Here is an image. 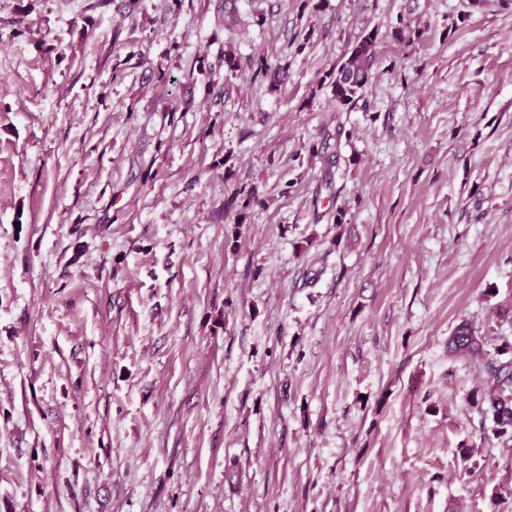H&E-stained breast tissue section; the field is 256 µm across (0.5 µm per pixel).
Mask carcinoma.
Returning <instances> with one entry per match:
<instances>
[{"mask_svg": "<svg viewBox=\"0 0 512 512\" xmlns=\"http://www.w3.org/2000/svg\"><path fill=\"white\" fill-rule=\"evenodd\" d=\"M377 43V29L363 30L336 70L325 75L332 96L339 104L353 105L362 97L374 77ZM258 78L279 85L288 79V65L263 61L253 72V79ZM448 350L479 362L485 374V386L475 389L473 403L490 422L492 438L512 441V340L501 336L499 344L489 351L484 348L482 337L463 320L448 339Z\"/></svg>", "mask_w": 512, "mask_h": 512, "instance_id": "1", "label": "carcinoma"}]
</instances>
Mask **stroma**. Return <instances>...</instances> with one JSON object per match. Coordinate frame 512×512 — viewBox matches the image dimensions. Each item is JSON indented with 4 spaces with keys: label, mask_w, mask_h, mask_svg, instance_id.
I'll return each mask as SVG.
<instances>
[{
    "label": "stroma",
    "mask_w": 512,
    "mask_h": 512,
    "mask_svg": "<svg viewBox=\"0 0 512 512\" xmlns=\"http://www.w3.org/2000/svg\"><path fill=\"white\" fill-rule=\"evenodd\" d=\"M503 306L512 0H0V512H512ZM377 43V29H364L357 41L347 49L336 70L324 76L332 96L339 104L353 105L362 97L374 77ZM500 343L493 352L484 348L482 336L462 320L448 339V350L459 357L479 362L485 374V386L472 394L485 421L490 422V434L496 440L512 441V340L498 337Z\"/></svg>",
    "instance_id": "obj_1"
}]
</instances>
